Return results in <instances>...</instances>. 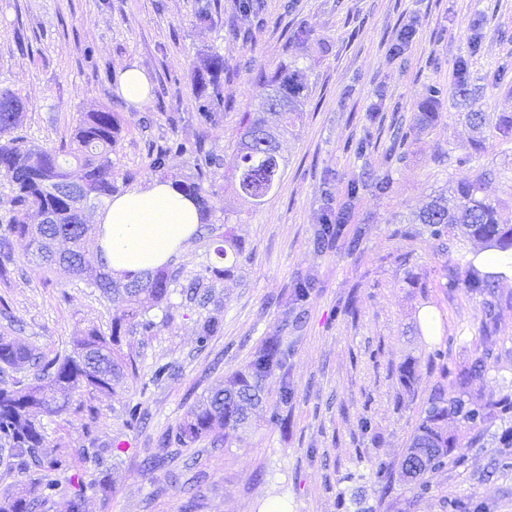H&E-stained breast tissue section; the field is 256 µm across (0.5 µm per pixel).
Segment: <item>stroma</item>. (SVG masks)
I'll return each instance as SVG.
<instances>
[{"label": "stroma", "mask_w": 512, "mask_h": 512, "mask_svg": "<svg viewBox=\"0 0 512 512\" xmlns=\"http://www.w3.org/2000/svg\"><path fill=\"white\" fill-rule=\"evenodd\" d=\"M258 14L239 0H0V86L24 103L18 135L50 146L68 136L78 113L107 108L122 131L112 156L117 175L152 180L149 151L173 139L204 141L224 164L204 183L212 226L241 240L234 278L218 283L208 308L173 293L154 310L152 335L122 340L138 372L114 396L74 394L66 413L46 423L89 487L84 512H512V466H504L512 413L483 426L466 462L427 472L426 490L388 480L397 470L431 390L451 384L479 344L481 296L448 291L447 266L466 275L475 245L456 231L432 238L417 216L432 199L454 204L452 188L481 182L483 195L512 218V0H260ZM207 6L201 27L194 13ZM304 41H291L296 28ZM413 29L408 42L400 33ZM224 58V102L213 123L198 119L194 66ZM295 65L305 73L303 115L281 140L284 171L261 204L241 197L237 143L243 113L260 111L261 84ZM137 67L152 89L146 105L128 104L117 75ZM466 82L472 94L458 93ZM444 93L429 121L421 107L430 85ZM485 117L473 132L467 113ZM480 142L473 150L472 142ZM390 175L382 192L376 182ZM358 180L357 197L348 184ZM343 214L337 248L318 253L311 226L325 202ZM219 242L199 229L170 268L188 284L205 266H224ZM25 241L0 266V334L45 356L87 329L109 335L118 308L99 291L57 270L28 263ZM314 276L298 329L282 326L281 303L300 278ZM505 306L494 338L496 360L474 384L482 400L512 393V278L499 280ZM354 313H345L348 300ZM437 319L433 334L421 310ZM222 323L198 349L205 315ZM287 336L296 395L288 422L269 408L232 447L199 441L165 446L191 404L240 366L260 339ZM415 359L417 381L404 390L399 367ZM175 376L155 382V365ZM148 415L126 434L119 459L112 439L126 404ZM103 450L100 464L84 450ZM151 457L167 459L149 469Z\"/></svg>", "instance_id": "35a3bbf8"}]
</instances>
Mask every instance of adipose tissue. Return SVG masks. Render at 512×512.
Here are the masks:
<instances>
[{"mask_svg": "<svg viewBox=\"0 0 512 512\" xmlns=\"http://www.w3.org/2000/svg\"><path fill=\"white\" fill-rule=\"evenodd\" d=\"M96 222L97 243L113 275L121 278L159 268L178 255L195 234L200 213L192 198L156 179L115 194Z\"/></svg>", "mask_w": 512, "mask_h": 512, "instance_id": "1", "label": "adipose tissue"}]
</instances>
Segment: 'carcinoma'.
<instances>
[{
	"mask_svg": "<svg viewBox=\"0 0 512 512\" xmlns=\"http://www.w3.org/2000/svg\"><path fill=\"white\" fill-rule=\"evenodd\" d=\"M224 58L211 54L196 67V93L200 122L214 120L213 102L221 100ZM305 76L298 68L281 70L267 78L261 93V107L277 116L280 133L295 125L303 112ZM24 105L17 93L0 88V170L10 173L13 207L0 216V264L11 261V238L28 240L41 268L50 271L59 265L80 277L90 288L97 289L109 302L121 305L112 319L111 333L104 337L95 330L73 339L71 350L51 359L9 336H0V372L25 367L37 369L34 381L0 384V469L6 474L17 472L27 477L31 491L16 496L9 490L0 493V512H41L59 494L69 497V512H81L87 484L77 473L68 474L66 455L46 446L44 418L58 417L70 404L69 394L89 389L111 396L124 387L127 379L137 374V364L123 354V337L137 332L149 334L156 326L151 312L169 296L181 290L186 299L205 307L213 302L215 283L235 276L236 264L208 266L205 274L182 288L179 272L158 269L134 274L121 283L112 278L107 259L100 257L97 267L90 266L82 251V242L90 227L85 211L104 203L118 191L112 173V153L119 144L120 123L109 109L79 113L70 137L51 147L25 142L14 132L22 123ZM237 170L239 191L258 204L273 189L279 178L280 142L266 119L254 118L246 112L240 122ZM71 156L81 166L79 180L90 196L55 194L52 183H64L72 173L62 158ZM173 156H187L194 162L196 173L185 180H174L175 186L193 194L200 205L203 221H208L212 206L203 186V177L222 159L205 149L202 141L172 140L152 152L151 172L167 177ZM477 183L457 189L459 202L450 210L435 200L418 215V221L429 228L434 237H442L451 225L461 226L463 237L477 242L481 249L512 250V224L502 218L499 209L479 196ZM342 224L326 205L313 225V240L322 251L332 247L341 236ZM469 274L460 279L455 267H448V288H466L484 297L483 341L472 353L469 366L452 381V389L437 387L428 396L422 415L399 464L400 475L409 483L422 484L423 476L448 463H465L460 452L461 435L448 433L445 425L454 419L466 432H471L492 417L512 410V398L482 402L473 396V385L493 356L494 342L489 325L500 312L496 283L501 274L484 272L469 261ZM314 287L310 279L298 280L284 303L285 313L301 306ZM220 330L213 317L200 324L199 348L205 349ZM277 386V401L271 419L288 424V403L294 398V386L288 374V345L282 337L269 336L256 347L250 359L224 375L191 406L173 436L164 442L185 447L201 440L211 444L229 443L240 437L250 425L251 413L263 405L268 383ZM142 422L141 406L128 404L123 411V428L133 431Z\"/></svg>",
	"mask_w": 512,
	"mask_h": 512,
	"instance_id": "cac0c4a2",
	"label": "carcinoma"
}]
</instances>
